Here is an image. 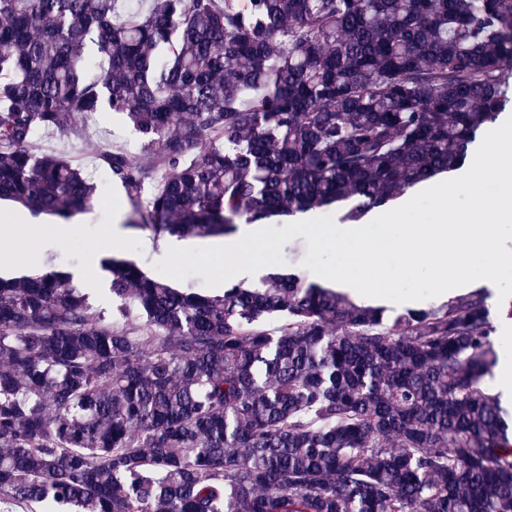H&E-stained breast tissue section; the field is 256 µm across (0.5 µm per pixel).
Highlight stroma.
I'll list each match as a JSON object with an SVG mask.
<instances>
[{"label":"stroma","mask_w":512,"mask_h":512,"mask_svg":"<svg viewBox=\"0 0 512 512\" xmlns=\"http://www.w3.org/2000/svg\"><path fill=\"white\" fill-rule=\"evenodd\" d=\"M90 140L105 147L115 141L131 144L135 137L118 116L108 113L99 131L39 139L40 149L74 157L93 170L99 201L91 211L71 218L70 232L62 234L57 230L56 217L35 215L19 204L0 200V247L15 254L10 267L0 268V277L41 274L52 266L72 273L86 271L93 281L90 296L94 306L108 308L112 299L106 291L108 275L100 268L101 259L114 256L132 260L149 273L154 270L155 259L140 255L142 240L152 235L150 229L128 224L121 236L112 235L117 218L127 217L131 205L121 184L113 180L95 152L87 149Z\"/></svg>","instance_id":"1"}]
</instances>
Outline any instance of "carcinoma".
<instances>
[{"instance_id":"1","label":"carcinoma","mask_w":512,"mask_h":512,"mask_svg":"<svg viewBox=\"0 0 512 512\" xmlns=\"http://www.w3.org/2000/svg\"><path fill=\"white\" fill-rule=\"evenodd\" d=\"M510 61L512 0H0V199L92 209L35 140L108 111L153 158L98 150L138 227L354 223L465 161ZM103 268L108 313L61 272L0 278L6 512H512L482 293L387 325L294 274L203 296ZM350 208V205L348 203H339V204H333L328 207H323L320 209L310 210L308 212H299V213H293V215L288 216H277L273 217L269 220L264 221L263 223L259 224L260 228L269 227V226H275L276 228L280 229L286 224L304 221L324 215H332L335 224H348L349 222L343 221L344 214L348 211Z\"/></svg>"}]
</instances>
